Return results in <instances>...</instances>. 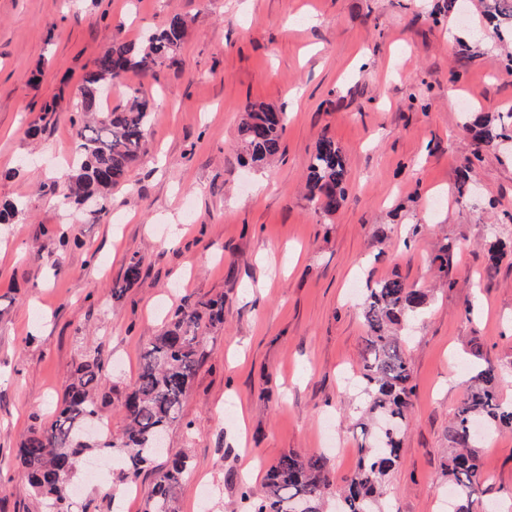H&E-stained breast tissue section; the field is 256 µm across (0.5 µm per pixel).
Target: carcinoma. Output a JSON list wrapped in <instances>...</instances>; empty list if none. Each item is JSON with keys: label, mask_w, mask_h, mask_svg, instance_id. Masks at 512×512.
Listing matches in <instances>:
<instances>
[{"label": "carcinoma", "mask_w": 512, "mask_h": 512, "mask_svg": "<svg viewBox=\"0 0 512 512\" xmlns=\"http://www.w3.org/2000/svg\"><path fill=\"white\" fill-rule=\"evenodd\" d=\"M482 2L498 37L512 40V0ZM187 27L186 17L172 16L161 30L146 38L138 56L130 44H112L76 87L73 123L78 159L67 174L68 197L79 203L94 201L96 208L88 215L95 219L106 213L112 189L127 181L155 119L148 103L137 95L122 109L104 110L101 102L108 97L112 81L130 70L156 75L157 69L180 51ZM509 119L511 112L499 117L495 127L478 115L466 129L474 132L478 150L497 148L501 142L512 140L506 128ZM284 129V113L263 105L248 108L239 133L250 160L264 164L275 159ZM346 181L342 152L332 139L321 138L309 165L310 201L325 215L336 213L347 198ZM140 276V263L130 262L124 285L112 288V297L122 298L126 286ZM428 303L426 290L412 288L397 276L367 288L362 303L367 357L360 385L368 397L370 419L360 423L361 459L339 490L338 512H381L380 500L399 460L400 433L413 395L410 360L394 327L417 318ZM223 324L222 298L187 301L173 312L167 328L142 355L138 378L124 397V428L119 435L97 431L91 438L87 434V429L96 428L103 420L98 392L106 387V374L99 359L85 361L68 375L51 421L32 427L15 450V461L44 512H89L92 501L71 493L70 482L82 457L92 449L121 453L117 478L124 484L136 482L150 470L160 451L156 437L180 420L182 401L200 365L205 341L202 326L217 328ZM477 420L484 422L488 434L503 427L512 429V406L501 401L497 372L490 364L472 369L465 397L448 428L450 453L444 462V475L458 496L455 512H473V496L484 482L480 441L470 434V426ZM189 468L186 453L170 455L166 466L157 472L145 512H179L177 491ZM329 486L322 456L291 452L269 468L261 494L247 489L242 496L251 501L250 512H291L293 500L301 498L309 501V512H323Z\"/></svg>", "instance_id": "1"}]
</instances>
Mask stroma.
Returning <instances> with one entry per match:
<instances>
[{"label": "stroma", "mask_w": 512, "mask_h": 512, "mask_svg": "<svg viewBox=\"0 0 512 512\" xmlns=\"http://www.w3.org/2000/svg\"><path fill=\"white\" fill-rule=\"evenodd\" d=\"M176 14L189 20L176 62L112 85L113 106L137 89L156 118L109 213L89 222L64 201L59 164L76 150L74 90L108 45L141 42ZM510 55L481 0L466 17L445 0H0V204L25 206L0 224V512L35 508L12 453L50 420L70 371L99 353L103 413L120 432L141 355L187 297H223L224 325L206 331L165 434L191 460L181 512H247L250 473L292 450L323 456L342 486L362 440V296L394 276L433 292L410 331L412 412L386 499L394 512H448L442 455L471 350L512 403V157L477 152L465 130L473 114L512 110ZM46 101L56 112L30 136ZM251 103L286 115L273 164L244 156ZM325 136L348 171L331 216L304 189ZM133 260L141 277L113 300ZM480 464L476 512L505 510L512 430ZM153 481L142 475L127 500L116 477L79 484L143 512Z\"/></svg>", "instance_id": "1"}]
</instances>
